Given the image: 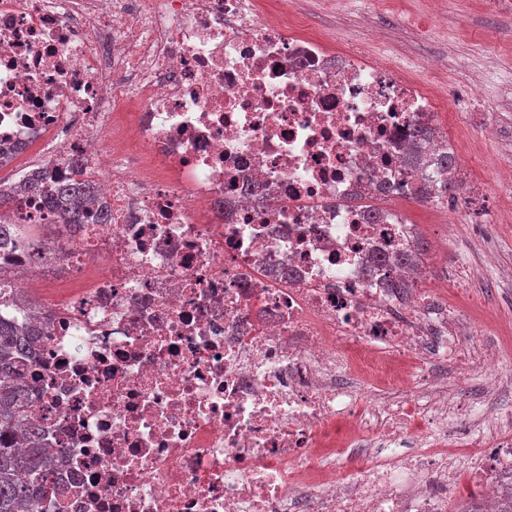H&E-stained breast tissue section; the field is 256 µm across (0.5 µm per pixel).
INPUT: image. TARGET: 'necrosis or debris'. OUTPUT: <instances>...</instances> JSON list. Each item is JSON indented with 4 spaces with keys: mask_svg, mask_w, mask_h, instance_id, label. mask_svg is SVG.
Masks as SVG:
<instances>
[{
    "mask_svg": "<svg viewBox=\"0 0 512 512\" xmlns=\"http://www.w3.org/2000/svg\"><path fill=\"white\" fill-rule=\"evenodd\" d=\"M272 11L0 0V156L91 180L112 211L74 228L19 198L23 223L61 232L0 268L51 317L23 381L65 493L33 512H448L468 470L497 512L512 485V416L471 430L436 373L479 371L494 397L503 352L462 354L475 323L387 262L415 239L401 203L438 175L408 136L446 111V63L420 80ZM52 271L76 289L51 293Z\"/></svg>",
    "mask_w": 512,
    "mask_h": 512,
    "instance_id": "4bbe7bcc",
    "label": "necrosis or debris"
}]
</instances>
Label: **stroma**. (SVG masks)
<instances>
[{
    "label": "stroma",
    "instance_id": "35a3bbf8",
    "mask_svg": "<svg viewBox=\"0 0 512 512\" xmlns=\"http://www.w3.org/2000/svg\"><path fill=\"white\" fill-rule=\"evenodd\" d=\"M488 0H288V14L305 19L314 32L341 45L365 41L367 28L378 30V41L368 43L373 55L389 52L411 76L424 74L423 64L440 56L448 64L468 59L471 80L480 82L484 96L470 101L464 80L439 82L441 100L466 111L477 109L472 125L448 132L439 123L437 134L448 137L460 173L454 201L468 188L487 187L483 207L488 211L512 208V191L496 183L494 168L512 162V12H490ZM495 31V51L481 52L476 40L483 29ZM402 210L416 225L424 249L423 265L435 281L446 266L458 268L459 278L448 288L450 304L463 310L482 329L480 338L463 337L461 348L473 343L499 347L512 342V281L497 277L502 266L512 267V223L480 225L462 220L445 226L442 211L418 200Z\"/></svg>",
    "mask_w": 512,
    "mask_h": 512
}]
</instances>
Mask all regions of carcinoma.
Returning a JSON list of instances; mask_svg holds the SVG:
<instances>
[{
    "mask_svg": "<svg viewBox=\"0 0 512 512\" xmlns=\"http://www.w3.org/2000/svg\"><path fill=\"white\" fill-rule=\"evenodd\" d=\"M413 165L436 166L447 176L426 180L416 188L422 202L434 201L458 189L453 180L456 159L448 149L422 156L413 153ZM30 194L41 200L43 208L62 214L69 224H110L112 214L89 182H47L27 177L17 185L0 187V247L10 248L23 240L38 249L40 240L24 231L11 212L16 197ZM21 307L32 313L22 321L0 314V512H27L39 499L62 496L61 487L51 473L59 448H48L42 430L30 422L34 411L31 390L20 380V369L30 359L42 336L46 321L38 315L37 303L28 300L24 291L0 278V306Z\"/></svg>",
    "mask_w": 512,
    "mask_h": 512,
    "instance_id": "obj_1",
    "label": "carcinoma"
}]
</instances>
